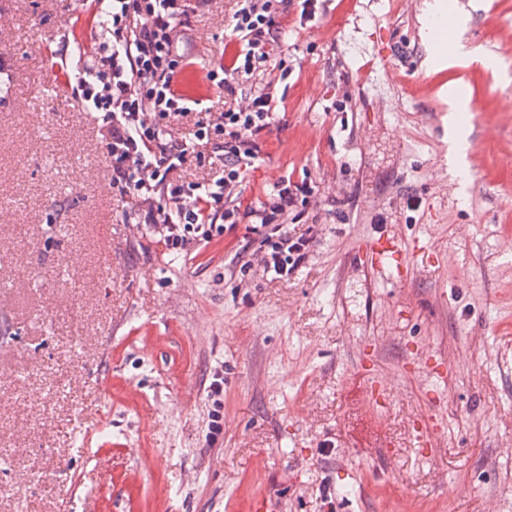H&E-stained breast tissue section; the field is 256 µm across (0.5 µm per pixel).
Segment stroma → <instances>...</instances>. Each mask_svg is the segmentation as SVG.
Listing matches in <instances>:
<instances>
[{
    "label": "stroma",
    "mask_w": 512,
    "mask_h": 512,
    "mask_svg": "<svg viewBox=\"0 0 512 512\" xmlns=\"http://www.w3.org/2000/svg\"><path fill=\"white\" fill-rule=\"evenodd\" d=\"M466 48L494 66L428 69L424 0H280L276 121L242 199L280 180L313 240L263 275L245 224L169 251L112 187L101 123L67 73L104 35L95 0H0V512H512V0H459ZM171 120L219 176L199 123L205 78L239 43L236 0H189ZM469 102L465 182L448 164V94ZM420 240L404 283L370 280L358 241ZM223 432L210 439L215 378ZM388 390L377 406L370 382ZM427 448L414 432L433 418Z\"/></svg>",
    "instance_id": "stroma-1"
}]
</instances>
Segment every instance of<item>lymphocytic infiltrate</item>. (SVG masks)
I'll use <instances>...</instances> for the list:
<instances>
[{"mask_svg": "<svg viewBox=\"0 0 512 512\" xmlns=\"http://www.w3.org/2000/svg\"><path fill=\"white\" fill-rule=\"evenodd\" d=\"M275 0H238L233 32L241 48L210 69L208 79L227 94L269 62L278 46ZM98 23L107 40L83 59L73 79L88 107L100 113L108 129L106 151L112 161V186L147 203L145 223L154 226L169 250H184L192 234L206 228L207 210L224 207V224L235 227L242 217L254 222L263 237L260 264L264 272L285 278L304 263L309 238L288 234V213L311 196V183L281 180L260 205L246 209L225 204L249 168L260 157V135L274 121L268 87L254 90L247 106L227 108L215 122L200 126L198 140H220L224 170L214 185L201 188L192 206L169 209L154 205L169 176L186 160L185 144L169 138L164 122L189 111V101L174 87L180 70L175 46L176 22L187 15L188 0H96Z\"/></svg>", "mask_w": 512, "mask_h": 512, "instance_id": "obj_1", "label": "lymphocytic infiltrate"}]
</instances>
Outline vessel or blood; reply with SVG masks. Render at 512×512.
<instances>
[{
    "instance_id": "b4317fda",
    "label": "vessel or blood",
    "mask_w": 512,
    "mask_h": 512,
    "mask_svg": "<svg viewBox=\"0 0 512 512\" xmlns=\"http://www.w3.org/2000/svg\"><path fill=\"white\" fill-rule=\"evenodd\" d=\"M407 250L408 247L400 236L384 233L360 239L355 257L369 275L402 283L410 275Z\"/></svg>"
}]
</instances>
